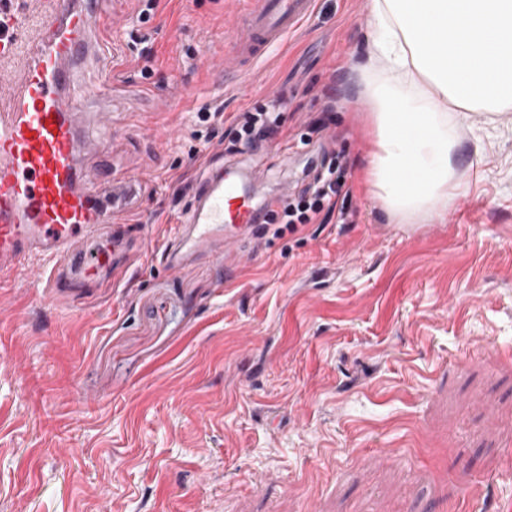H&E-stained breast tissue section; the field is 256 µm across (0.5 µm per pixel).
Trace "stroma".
Segmentation results:
<instances>
[{
	"label": "stroma",
	"instance_id": "1",
	"mask_svg": "<svg viewBox=\"0 0 512 512\" xmlns=\"http://www.w3.org/2000/svg\"><path fill=\"white\" fill-rule=\"evenodd\" d=\"M251 0H99L111 32L82 79L112 68L108 180L136 177L124 219L153 227L120 286L45 301L0 283V512H512V108L458 127L466 193L415 235L362 177L365 103L347 91L366 0L309 21L225 81ZM275 144L228 154L202 112L277 92ZM291 146L282 160L276 143ZM256 200L346 167L352 224L272 237L241 264L152 260L206 162Z\"/></svg>",
	"mask_w": 512,
	"mask_h": 512
}]
</instances>
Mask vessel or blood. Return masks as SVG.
Listing matches in <instances>:
<instances>
[{
	"mask_svg": "<svg viewBox=\"0 0 512 512\" xmlns=\"http://www.w3.org/2000/svg\"><path fill=\"white\" fill-rule=\"evenodd\" d=\"M95 2L0 0V274L27 270L55 302L111 267L112 243L149 232L118 214L132 183L108 196L90 189L103 177L90 158L112 148L110 114L88 109L111 95L112 75L90 85L77 76L108 24ZM312 14L313 0H258L242 17L237 66L259 61ZM263 212L236 171L202 173L165 247V268L228 259Z\"/></svg>",
	"mask_w": 512,
	"mask_h": 512,
	"instance_id": "obj_1",
	"label": "vessel or blood"
}]
</instances>
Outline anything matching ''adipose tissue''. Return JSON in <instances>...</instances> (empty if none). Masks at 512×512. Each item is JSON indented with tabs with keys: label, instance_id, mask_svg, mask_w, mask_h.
Listing matches in <instances>:
<instances>
[{
	"label": "adipose tissue",
	"instance_id": "adipose-tissue-1",
	"mask_svg": "<svg viewBox=\"0 0 512 512\" xmlns=\"http://www.w3.org/2000/svg\"><path fill=\"white\" fill-rule=\"evenodd\" d=\"M370 194L393 218L438 216L466 191L454 125L512 107V0H368Z\"/></svg>",
	"mask_w": 512,
	"mask_h": 512
}]
</instances>
